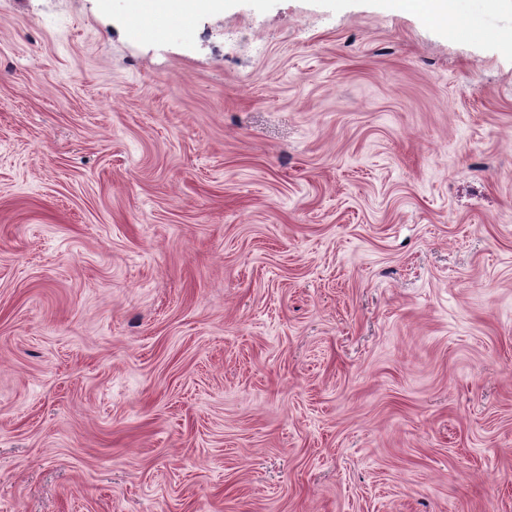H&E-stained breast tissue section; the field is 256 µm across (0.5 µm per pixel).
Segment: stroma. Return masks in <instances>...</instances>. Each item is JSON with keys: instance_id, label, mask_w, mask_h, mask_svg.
I'll list each match as a JSON object with an SVG mask.
<instances>
[{"instance_id": "1", "label": "stroma", "mask_w": 512, "mask_h": 512, "mask_svg": "<svg viewBox=\"0 0 512 512\" xmlns=\"http://www.w3.org/2000/svg\"><path fill=\"white\" fill-rule=\"evenodd\" d=\"M0 0V512H512V13ZM172 1V2H171ZM223 0H156L159 9L170 7L171 22L177 23L181 17L193 18L199 12H216L224 8ZM171 2V4H169Z\"/></svg>"}]
</instances>
